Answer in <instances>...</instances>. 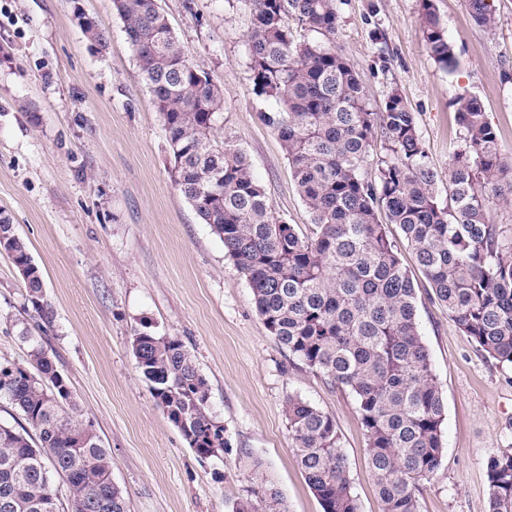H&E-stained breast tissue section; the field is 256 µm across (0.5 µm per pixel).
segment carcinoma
<instances>
[{"mask_svg":"<svg viewBox=\"0 0 512 512\" xmlns=\"http://www.w3.org/2000/svg\"><path fill=\"white\" fill-rule=\"evenodd\" d=\"M251 5L249 69L258 96L280 110L259 119L280 138L312 231L277 220L246 153L220 139L224 95L190 62L154 0H112L167 133L171 174L252 289L266 329L289 355L354 395L382 512H419L416 492L444 458L445 404L418 320L412 277L379 214L399 227L461 333L489 358L512 366V230L489 219V203L512 206V160L502 157L482 102H455L462 144L448 163L442 203L415 113L392 93L368 106L359 75L336 49L299 31L336 34V0H244ZM473 22L491 27L488 0H466ZM103 50L96 20L80 14ZM427 49L448 72L458 60L435 10L421 0ZM384 155L375 158V139ZM377 180L366 177L370 165ZM0 252L22 275L25 302L50 327L43 279L9 216L0 213ZM22 325L24 362L0 361V399L24 424L0 423V512H60L50 473L66 478L70 512H130L112 481V460L77 419L71 393L42 340ZM137 367L152 397L200 457L224 450V423L208 408V381L177 336L137 331ZM296 461L323 512H359L336 422L306 400L284 403ZM489 512H512V446L486 461ZM232 512H286L263 483Z\"/></svg>","mask_w":512,"mask_h":512,"instance_id":"1","label":"carcinoma"}]
</instances>
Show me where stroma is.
Returning a JSON list of instances; mask_svg holds the SVG:
<instances>
[{
  "instance_id": "1",
  "label": "stroma",
  "mask_w": 512,
  "mask_h": 512,
  "mask_svg": "<svg viewBox=\"0 0 512 512\" xmlns=\"http://www.w3.org/2000/svg\"><path fill=\"white\" fill-rule=\"evenodd\" d=\"M191 63L221 86L222 138L246 153L275 218L307 229L277 133L258 118L242 0H155ZM458 67L431 57L420 0H338L332 40L359 73L369 107L398 93L415 112L448 195V162L463 137L454 102L479 98L512 156V0L476 25L465 0H433ZM95 17L106 50L84 36ZM0 211L26 241L44 282L46 338L83 423L112 456L130 512H231L263 481L286 512H322L299 468L288 396L331 415L361 512H381L358 404L292 359L260 319L252 291L171 175L167 134L112 0H0ZM420 330L445 403L443 464L417 494L420 512H488L486 461L512 445V368L478 351L432 298L411 248ZM24 283L0 253V360L28 352L13 319ZM182 339L224 424L223 452L198 457L159 408L131 349L137 331Z\"/></svg>"
}]
</instances>
